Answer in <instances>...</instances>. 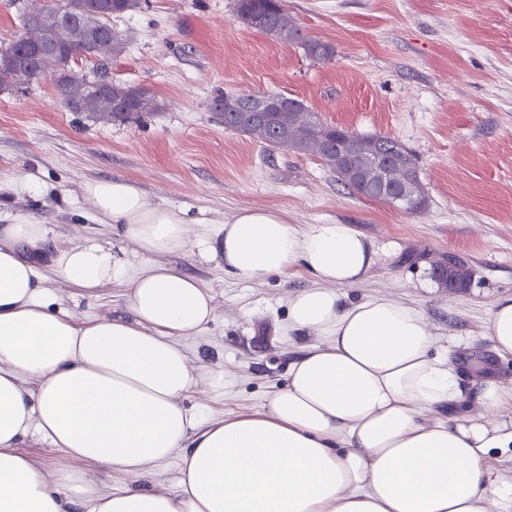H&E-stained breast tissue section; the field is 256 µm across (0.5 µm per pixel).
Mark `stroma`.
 I'll return each mask as SVG.
<instances>
[{
	"label": "stroma",
	"mask_w": 512,
	"mask_h": 512,
	"mask_svg": "<svg viewBox=\"0 0 512 512\" xmlns=\"http://www.w3.org/2000/svg\"><path fill=\"white\" fill-rule=\"evenodd\" d=\"M234 4L141 0L114 19L126 44L109 76L160 104L138 121L70 111L50 78L0 84V225L25 216L53 226L62 246L115 242L83 193L86 182L111 177L186 211L194 238L242 207L283 209L301 225L348 224L375 251L350 300L388 294L418 308L465 379L511 382L512 356L492 353L486 323L494 302L512 295V0H286L303 34L332 44L328 61L246 27ZM237 91L292 96L328 123L401 141L416 160L425 209L408 214L358 195L312 153L268 151L225 129L211 104ZM451 256L466 287L433 277ZM173 261L202 279L216 305L214 319L181 341L207 378L185 406L206 421L260 408L311 342L290 329L288 297L312 275L299 267L242 284L195 251ZM52 290L80 317L126 312L119 284L96 298L57 283ZM75 467L104 488L173 492L180 479L175 458L138 478L94 461Z\"/></svg>",
	"instance_id": "obj_1"
}]
</instances>
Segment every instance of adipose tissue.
Segmentation results:
<instances>
[{"instance_id": "obj_1", "label": "adipose tissue", "mask_w": 512, "mask_h": 512, "mask_svg": "<svg viewBox=\"0 0 512 512\" xmlns=\"http://www.w3.org/2000/svg\"><path fill=\"white\" fill-rule=\"evenodd\" d=\"M83 191L124 246L55 247L52 227L28 217L0 226V512H512V483L489 487L490 450L512 447V383L465 381L416 308L348 300L374 264L362 234L246 207L194 241L186 212L131 180ZM191 244L241 283L298 266L317 280L288 298L290 328L317 342L287 385L204 426L182 403L204 378L180 341L215 305L168 260ZM44 257L68 288L123 283L128 316L82 322L52 309ZM487 336L496 356H512V296L495 304ZM33 436L127 476L179 457V488L103 489L67 466L46 471L21 450Z\"/></svg>"}]
</instances>
